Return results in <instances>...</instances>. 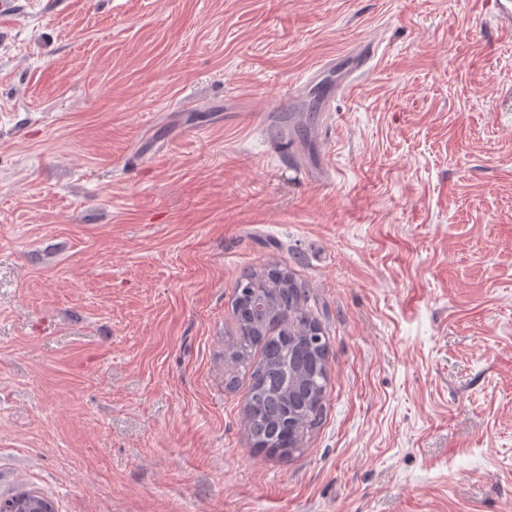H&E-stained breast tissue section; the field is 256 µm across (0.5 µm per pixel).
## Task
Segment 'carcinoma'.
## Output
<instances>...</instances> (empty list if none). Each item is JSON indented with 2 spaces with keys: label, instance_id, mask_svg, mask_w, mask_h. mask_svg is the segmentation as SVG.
<instances>
[{
  "label": "carcinoma",
  "instance_id": "obj_1",
  "mask_svg": "<svg viewBox=\"0 0 512 512\" xmlns=\"http://www.w3.org/2000/svg\"><path fill=\"white\" fill-rule=\"evenodd\" d=\"M245 280L248 292H235L233 305L238 331L228 342L224 356L249 380L243 406L248 436H254L258 428L264 432V442L278 446L279 428L288 422V413L295 414L307 427L322 413L318 402L327 385L328 345L322 346L320 364L306 365L308 386L298 404L288 410L274 385L294 368L297 347L308 343L307 332L320 326L305 306L308 294L288 273L277 268L254 271L246 274ZM257 294L270 296L273 308L255 309L252 302Z\"/></svg>",
  "mask_w": 512,
  "mask_h": 512
}]
</instances>
